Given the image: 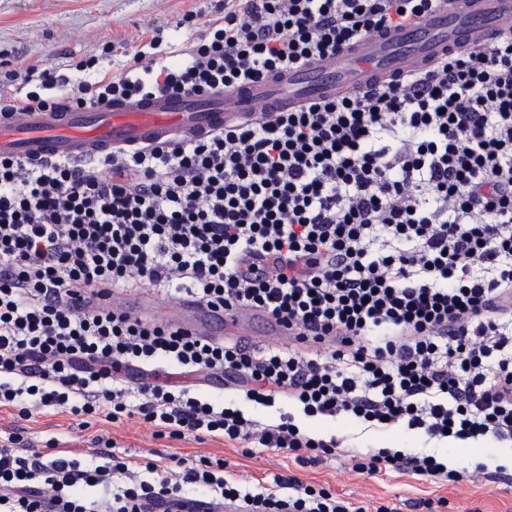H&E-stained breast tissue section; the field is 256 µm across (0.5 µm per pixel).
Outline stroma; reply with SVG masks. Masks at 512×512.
<instances>
[{"mask_svg": "<svg viewBox=\"0 0 512 512\" xmlns=\"http://www.w3.org/2000/svg\"><path fill=\"white\" fill-rule=\"evenodd\" d=\"M206 20L224 15V0H0V94L9 95L16 85L7 80L10 72L25 74L28 67L50 68L70 81L80 78L73 63L103 46L112 49L110 74L121 73L133 54L160 36L163 49L181 50L198 35L183 26L187 13ZM236 404L262 423L278 421L280 413L290 412L301 428L314 435L343 438L346 451L322 457L314 465L297 464L287 451L244 447L211 437L202 441L159 438L153 427L138 417L115 424H97L81 428L70 416L45 408L34 411L26 421V437L36 446L54 439L60 450L70 452L82 464L100 462L93 443L95 437L112 438L118 455L132 464L147 459H162L170 454L210 456L224 459L234 480L247 489L260 492L273 487L280 475L293 474L330 489L350 501L364 502L368 512L382 503L395 505L398 512H421L417 503L425 498H444L441 512H512V442L487 436L479 443L427 442L423 431L401 425L368 429L349 415L307 417L294 405L278 402L264 407L245 399ZM381 448L406 455L433 452L439 458H451L457 468H474L484 463L487 476L478 482L464 481L442 486L430 478L408 472L384 470L369 476L354 471L347 450L373 454Z\"/></svg>", "mask_w": 512, "mask_h": 512, "instance_id": "stroma-1", "label": "stroma"}]
</instances>
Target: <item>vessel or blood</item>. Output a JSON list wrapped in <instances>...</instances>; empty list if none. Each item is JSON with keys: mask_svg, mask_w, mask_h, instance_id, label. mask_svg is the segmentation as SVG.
<instances>
[{"mask_svg": "<svg viewBox=\"0 0 512 512\" xmlns=\"http://www.w3.org/2000/svg\"><path fill=\"white\" fill-rule=\"evenodd\" d=\"M512 31V0H442L420 25L364 39L341 58L324 57L302 69L199 96L164 95L74 110H13L0 114V155L45 163L101 156L117 148L182 141L249 118L261 109H287L312 99L367 89L383 78L424 70L447 51ZM126 309L201 338L263 336L288 341L286 325L258 310L214 309L186 297L168 306L144 293Z\"/></svg>", "mask_w": 512, "mask_h": 512, "instance_id": "1", "label": "vessel or blood"}]
</instances>
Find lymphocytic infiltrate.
<instances>
[{
    "label": "lymphocytic infiltrate",
    "mask_w": 512,
    "mask_h": 512,
    "mask_svg": "<svg viewBox=\"0 0 512 512\" xmlns=\"http://www.w3.org/2000/svg\"><path fill=\"white\" fill-rule=\"evenodd\" d=\"M440 2L224 0L221 19L184 15L204 31L178 58L139 51L112 77L93 55L73 85L32 66L31 90L1 96L0 112L202 95L415 26ZM132 288L260 309L293 340L197 338L117 298L94 302ZM166 368L310 416L512 440V33L201 139L44 164L0 157V407L23 420L46 407L113 424L137 415L162 437L221 436L301 465L343 447L286 414L259 425L196 385L161 381ZM55 447L0 437V512H183L191 488L248 512H367L294 475L243 489L220 458L173 454L138 473L110 439L92 468ZM353 461L446 484L485 474L386 448ZM87 486L102 496L87 500Z\"/></svg>",
    "instance_id": "1"
}]
</instances>
